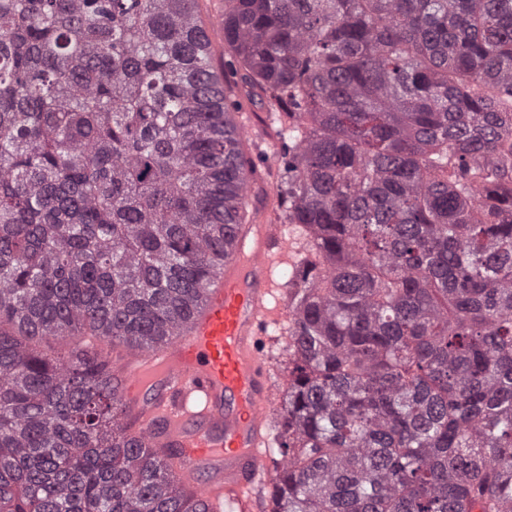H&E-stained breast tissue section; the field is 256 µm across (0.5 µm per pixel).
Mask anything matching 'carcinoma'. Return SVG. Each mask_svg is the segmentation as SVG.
<instances>
[{
  "mask_svg": "<svg viewBox=\"0 0 512 512\" xmlns=\"http://www.w3.org/2000/svg\"><path fill=\"white\" fill-rule=\"evenodd\" d=\"M198 2L0 0V512H200L97 347L249 223L237 84L308 237L270 512H512V0H224V79ZM240 102L246 103L244 110L247 113L243 116L247 121V141L258 144L264 155H267L269 164V174L266 175L269 192L273 205L276 202V185L279 181L281 169L278 162V152L280 149V139L276 129L278 124L269 112H265L259 107L254 106L251 97L246 93H241Z\"/></svg>",
  "mask_w": 512,
  "mask_h": 512,
  "instance_id": "carcinoma-1",
  "label": "carcinoma"
}]
</instances>
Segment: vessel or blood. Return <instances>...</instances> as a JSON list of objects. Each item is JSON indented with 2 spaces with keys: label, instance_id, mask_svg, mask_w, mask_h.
I'll return each mask as SVG.
<instances>
[{
  "label": "vessel or blood",
  "instance_id": "vessel-or-blood-1",
  "mask_svg": "<svg viewBox=\"0 0 512 512\" xmlns=\"http://www.w3.org/2000/svg\"><path fill=\"white\" fill-rule=\"evenodd\" d=\"M297 254L278 225L253 205L236 227L233 253L205 305L177 336L112 366V385L149 446H171L177 479L202 512H250L266 478L274 393L266 353L269 326L285 320L273 278Z\"/></svg>",
  "mask_w": 512,
  "mask_h": 512
}]
</instances>
